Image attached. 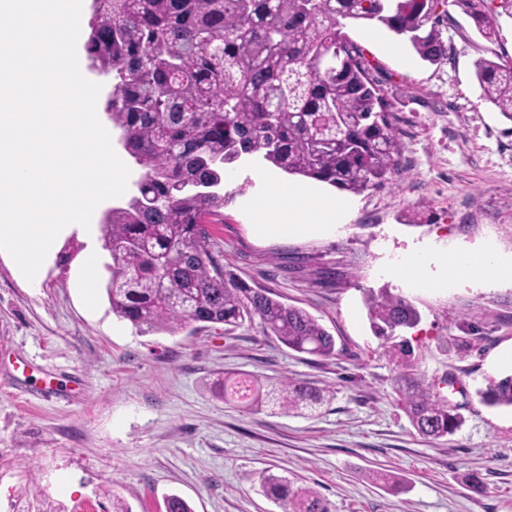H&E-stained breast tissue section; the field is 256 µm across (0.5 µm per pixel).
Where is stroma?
Masks as SVG:
<instances>
[{"label":"stroma","mask_w":512,"mask_h":512,"mask_svg":"<svg viewBox=\"0 0 512 512\" xmlns=\"http://www.w3.org/2000/svg\"><path fill=\"white\" fill-rule=\"evenodd\" d=\"M448 59L429 64L379 26L347 25L395 101L406 177L356 196L349 224L325 238L263 241L245 206L265 172L224 187L223 221L209 225L227 270L315 316L334 355L299 354L260 321L177 335L142 333L83 303L82 238L58 249L41 287L0 258V512H165V496L193 512H281L264 471L314 488L331 512H512V409L477 394L512 374L496 355L512 347V285L455 281L430 292L395 284L386 269L411 245L492 246L512 255V121L481 97L474 63L512 58V18L487 42L456 7L439 26ZM411 302L402 331L419 372L448 391L465 422L428 442L398 407L396 368L369 327L367 291ZM292 379L321 390L313 414L255 411L214 396L218 374ZM403 481L381 487L369 471ZM478 475L482 493L468 483Z\"/></svg>","instance_id":"1"}]
</instances>
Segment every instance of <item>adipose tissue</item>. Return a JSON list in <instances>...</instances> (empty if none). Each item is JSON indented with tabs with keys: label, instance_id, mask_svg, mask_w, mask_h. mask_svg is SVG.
I'll return each mask as SVG.
<instances>
[{
	"label": "adipose tissue",
	"instance_id": "adipose-tissue-1",
	"mask_svg": "<svg viewBox=\"0 0 512 512\" xmlns=\"http://www.w3.org/2000/svg\"><path fill=\"white\" fill-rule=\"evenodd\" d=\"M354 209V202L344 195L310 182L285 186L270 174L252 209L251 229L261 239L323 237L348 224ZM393 276L405 287L427 291L443 287L451 279L512 282V257L491 248L478 254L434 253L415 246L395 267Z\"/></svg>",
	"mask_w": 512,
	"mask_h": 512
}]
</instances>
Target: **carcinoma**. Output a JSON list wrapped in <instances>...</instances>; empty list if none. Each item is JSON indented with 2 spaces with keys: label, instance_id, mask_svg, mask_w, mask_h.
Listing matches in <instances>:
<instances>
[{
  "label": "carcinoma",
  "instance_id": "carcinoma-1",
  "mask_svg": "<svg viewBox=\"0 0 512 512\" xmlns=\"http://www.w3.org/2000/svg\"><path fill=\"white\" fill-rule=\"evenodd\" d=\"M492 43L512 0H452ZM446 0H94L85 50L89 68L112 77L105 111L139 167L135 192L102 221L112 265V313L171 335L188 325L227 329L259 318L297 353L330 357L334 337L306 310L224 269L207 218L224 208V173L260 155L291 176L361 194L401 179L400 119L363 49L345 28L380 24L432 65L448 60L438 29ZM481 97L512 121V60L475 62ZM375 336L398 373L399 407L426 440L454 434L458 407L416 372L411 346L394 341L420 316L387 291L365 297ZM213 393L250 408L274 398L283 413L320 403L304 383L217 379ZM489 407L512 408V375L478 391ZM264 493L282 512H330L314 489L269 472Z\"/></svg>",
  "mask_w": 512,
  "mask_h": 512
}]
</instances>
